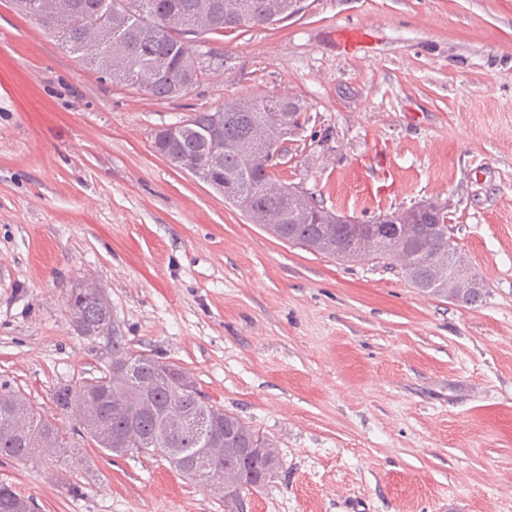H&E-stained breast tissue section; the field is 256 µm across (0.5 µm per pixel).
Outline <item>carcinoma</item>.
Listing matches in <instances>:
<instances>
[{
  "label": "carcinoma",
  "instance_id": "1",
  "mask_svg": "<svg viewBox=\"0 0 512 512\" xmlns=\"http://www.w3.org/2000/svg\"><path fill=\"white\" fill-rule=\"evenodd\" d=\"M73 10L56 12L45 2L40 24L85 66L115 85L137 89L158 100L185 95L187 72L195 70L193 45L182 35L204 21L209 33L273 25L300 11L299 0H71ZM224 111V180L237 187L238 203L253 224L277 238L313 253L348 263L383 264L400 269L413 287L437 297L474 305L483 293L457 286L448 275V239L452 227L429 237L423 224L375 225L363 245L326 244L336 225L319 220L332 212L303 196L288 217L267 160L282 138V118L300 123V107L278 96L243 97L227 101ZM214 113L196 112L183 137L172 143L155 135L154 147L180 163L204 154L208 142L200 133L209 129ZM66 304L75 330L86 338L112 330L108 299L93 283L72 288ZM176 364L146 351L134 350L123 337H112V362L99 377L64 385L53 401L74 418L73 433L45 417L8 375H0V459L27 460L34 449L60 452L77 435L103 454L115 448H150L183 478L210 491L219 485L240 495L224 498L228 512H246L248 496L278 476L277 449L263 437L261 450L251 451L257 432L235 414L212 404L195 381ZM0 512H35L34 500L0 483Z\"/></svg>",
  "mask_w": 512,
  "mask_h": 512
}]
</instances>
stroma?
<instances>
[{"label":"stroma","mask_w":512,"mask_h":512,"mask_svg":"<svg viewBox=\"0 0 512 512\" xmlns=\"http://www.w3.org/2000/svg\"><path fill=\"white\" fill-rule=\"evenodd\" d=\"M201 52L198 83L157 100L0 0V374L71 426L54 390L112 361L65 303L91 279L114 335L274 440L247 512H512V0H305ZM268 94L304 116L280 183L361 221L447 204L482 303L278 240L153 148ZM1 482L38 512H224L166 461L79 439L0 460Z\"/></svg>","instance_id":"1"}]
</instances>
